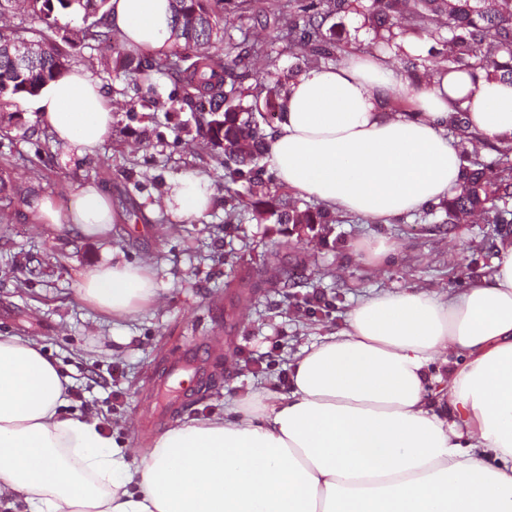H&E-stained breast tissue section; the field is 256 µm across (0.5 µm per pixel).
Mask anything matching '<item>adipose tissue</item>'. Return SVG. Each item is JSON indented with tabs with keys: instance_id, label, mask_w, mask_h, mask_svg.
Segmentation results:
<instances>
[{
	"instance_id": "adipose-tissue-1",
	"label": "adipose tissue",
	"mask_w": 512,
	"mask_h": 512,
	"mask_svg": "<svg viewBox=\"0 0 512 512\" xmlns=\"http://www.w3.org/2000/svg\"><path fill=\"white\" fill-rule=\"evenodd\" d=\"M108 23L125 48L173 46L170 0H110ZM281 103L267 135L275 184L374 224L458 190L456 117L466 137L512 143V81L439 70L416 84L384 54L297 73ZM32 108L79 158L112 134V106L82 68ZM213 201L209 182L186 173L161 205L190 223ZM27 212L86 235L121 220L97 185ZM77 291L116 321L158 299L151 267L124 260L94 267ZM70 386L37 339L0 334V496L28 512H512V243L490 276L455 292L363 299L340 331L302 347L287 391L184 418L144 454L115 442L97 413H69Z\"/></svg>"
}]
</instances>
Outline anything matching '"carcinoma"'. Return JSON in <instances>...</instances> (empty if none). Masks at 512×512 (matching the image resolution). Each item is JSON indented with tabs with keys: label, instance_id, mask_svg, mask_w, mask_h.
Masks as SVG:
<instances>
[{
	"label": "carcinoma",
	"instance_id": "obj_1",
	"mask_svg": "<svg viewBox=\"0 0 512 512\" xmlns=\"http://www.w3.org/2000/svg\"><path fill=\"white\" fill-rule=\"evenodd\" d=\"M27 10L47 17L55 9L81 13L92 19L88 36L112 43L106 23L107 0H25ZM349 0H307L301 13L288 14V23L274 28L275 38L300 51L308 68L340 61L345 45L336 33L327 32L325 22L333 13L344 12ZM375 25L395 36L401 27L426 30L433 17L445 21L431 35L448 46L445 62L456 70L482 68L512 81V0H373ZM172 37L182 42L183 51L170 57L148 56L144 51H117L107 56L105 70L115 77L131 73L164 71L182 84L180 107L188 108L212 150L224 156L232 182L253 183L260 179L267 157L261 122L280 112L282 85L267 89L263 99L250 102L242 89L244 81L258 73L245 59L259 50L231 45L236 54L209 49L219 23L224 19V0H172ZM28 40L24 31L0 26V101L17 96H34L46 84L71 68V57L51 40H37L39 53L29 65L19 66L13 57L14 44ZM255 211L275 224H318L326 232L336 217L326 209L303 210L291 202L263 192L251 195ZM448 221L477 216L489 224H512V168L500 171L466 165L462 184L448 199Z\"/></svg>",
	"mask_w": 512,
	"mask_h": 512
}]
</instances>
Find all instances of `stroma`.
I'll return each mask as SVG.
<instances>
[{"label": "stroma", "instance_id": "35a3bbf8", "mask_svg": "<svg viewBox=\"0 0 512 512\" xmlns=\"http://www.w3.org/2000/svg\"><path fill=\"white\" fill-rule=\"evenodd\" d=\"M287 2L234 0L212 50L225 52L230 42L245 39L263 46L276 73L297 70L299 51L254 24L279 17ZM352 3L330 18L348 47L385 48L386 33L371 23L372 0ZM11 23L60 43L73 40V67L100 80L114 111L112 137L101 151L70 162L54 143L47 156L36 157L46 134L30 98H13L7 112H0V177L12 194L11 206L0 208V334L42 338L48 357L81 391L71 412L97 410L118 444L147 450L185 416L221 410L225 399L268 387L287 373L303 345L338 329L361 298L406 285L452 292L491 274L498 244L512 241V231L498 234L479 219L449 223L440 203L394 224L341 214L327 234L304 224H273L249 208L227 217L226 186L244 199L248 186L230 182L190 113L177 112L181 90L173 78L155 72L146 82L113 79L101 64L105 48L84 39L89 22L80 14L59 12L44 22L20 10ZM145 96L156 108H141ZM186 172L211 181L212 209L190 224L161 211L146 216L167 182ZM83 184L107 188L124 221L96 236L69 224L29 221L25 206L31 198L49 194L65 205L71 189ZM371 239L395 241L400 248L374 266L358 248ZM115 256L149 263L161 299L118 324L77 294L82 273ZM285 266L295 269V277L287 287H272ZM316 291L328 309H301ZM193 346L207 353L203 377L187 393L162 392L163 370ZM267 351L274 366L249 373L244 357Z\"/></svg>", "mask_w": 512, "mask_h": 512}]
</instances>
